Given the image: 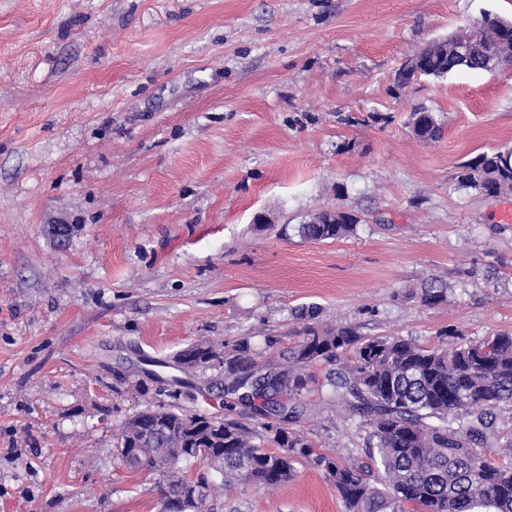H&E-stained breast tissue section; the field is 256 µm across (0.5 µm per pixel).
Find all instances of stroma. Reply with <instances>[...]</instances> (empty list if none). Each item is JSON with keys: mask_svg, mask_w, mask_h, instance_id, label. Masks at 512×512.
<instances>
[{"mask_svg": "<svg viewBox=\"0 0 512 512\" xmlns=\"http://www.w3.org/2000/svg\"><path fill=\"white\" fill-rule=\"evenodd\" d=\"M486 12L512 0H0V512H158L164 481L128 470L116 434L148 399L217 413L206 376L171 381L192 343L286 349L311 305L426 345L512 333V192L455 181L512 148V66L393 83ZM419 106L437 141L412 134ZM336 207L352 234L298 236ZM431 277L443 303L421 300ZM304 399L289 429L363 455L360 416ZM214 512L344 508L302 460ZM410 126L416 124L421 120H429V123H425L420 132H414V134L422 141H436L441 137L442 128L437 122L434 114L423 106L418 107L411 113Z\"/></svg>", "mask_w": 512, "mask_h": 512, "instance_id": "stroma-1", "label": "stroma"}]
</instances>
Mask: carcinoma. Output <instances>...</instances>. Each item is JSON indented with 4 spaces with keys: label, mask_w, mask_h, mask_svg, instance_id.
<instances>
[{
    "label": "carcinoma",
    "mask_w": 512,
    "mask_h": 512,
    "mask_svg": "<svg viewBox=\"0 0 512 512\" xmlns=\"http://www.w3.org/2000/svg\"><path fill=\"white\" fill-rule=\"evenodd\" d=\"M501 18L487 13L466 22L444 45L428 44L417 53L419 73L441 78L479 70L460 64L454 50L480 39L495 48L499 66L512 64V31H498ZM427 121L416 136L435 141L442 128L423 106L410 124ZM460 188L484 196L512 191V150L483 152L458 167ZM356 221L343 209L321 210L297 225L298 236L322 242L351 233ZM447 286L426 282L421 300L437 304ZM314 306L298 310L307 321L301 339L264 373L269 388L252 381L255 356L251 337L232 344L202 342L183 351L186 371L217 372L220 396L260 399L258 426L213 414L183 413L146 401L117 433L120 459L130 470L159 473L168 484L161 501L179 498L190 466L200 463L201 498L197 512H213V496L235 481L274 487L294 476V463L307 459L330 477L345 512H512V463L489 462L481 447L497 438L492 411L512 406V336L479 344L444 341L422 345L400 336L366 337L351 326L321 329L311 323ZM342 363L327 378L328 401H348L365 418L366 460L339 463L315 450L298 433L270 421L296 418L307 390L304 370L319 362ZM274 445L273 451L267 445Z\"/></svg>",
    "instance_id": "cac0c4a2"
}]
</instances>
